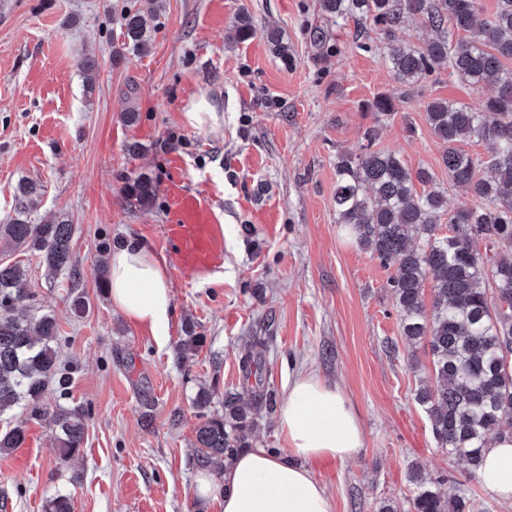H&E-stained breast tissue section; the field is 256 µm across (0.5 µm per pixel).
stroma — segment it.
<instances>
[{
  "instance_id": "35a3bbf8",
  "label": "stroma",
  "mask_w": 512,
  "mask_h": 512,
  "mask_svg": "<svg viewBox=\"0 0 512 512\" xmlns=\"http://www.w3.org/2000/svg\"><path fill=\"white\" fill-rule=\"evenodd\" d=\"M126 4L0 0V222L13 212L19 181L40 182L32 216L73 224L81 269L74 284L50 277L38 256L16 253L28 292L17 313L49 310L59 326L72 383L64 394L48 390L44 404L88 414L83 448L65 461L49 428L26 421L32 457L0 454L5 512H45L58 494L74 512H222L219 499L195 493L192 399L202 386H237L239 348L256 333L268 340L266 381L277 395L305 369L336 384L361 419L357 455L309 464L334 512H378L387 501L406 512L416 464L452 473L489 512H512V501L437 448L416 399L429 357L401 334L387 285L395 268L340 234L334 202L337 152L358 148L375 125L378 149L446 185L449 213L471 207L470 191L448 182L425 105L473 106L482 93L444 65L407 88L380 32L353 19L326 23L319 0H154L149 51L116 63L112 40ZM243 7L256 33L241 42ZM314 26L325 28L323 42L311 39ZM271 28L294 64L271 52ZM85 55L98 62L90 90ZM379 95L392 97L395 111L378 123L368 106ZM131 106L132 125L123 120ZM211 107L217 121L187 117ZM142 172L155 185L147 209L120 193ZM174 224L216 226L215 260L179 269ZM129 237L165 263L173 302L162 331L130 322L102 286L100 261ZM189 324L204 344L183 358L176 343Z\"/></svg>"
}]
</instances>
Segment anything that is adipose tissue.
<instances>
[{
    "mask_svg": "<svg viewBox=\"0 0 512 512\" xmlns=\"http://www.w3.org/2000/svg\"><path fill=\"white\" fill-rule=\"evenodd\" d=\"M109 296L128 320L163 329L172 310V288L163 263L140 240L128 239L109 255ZM285 454L242 451L220 476L200 471L199 499L223 501V512H334V504L306 463L347 459L364 446L356 411L338 386L311 372L297 373L278 414ZM489 493L512 499V436L496 438L478 471Z\"/></svg>",
    "mask_w": 512,
    "mask_h": 512,
    "instance_id": "obj_1",
    "label": "adipose tissue"
}]
</instances>
